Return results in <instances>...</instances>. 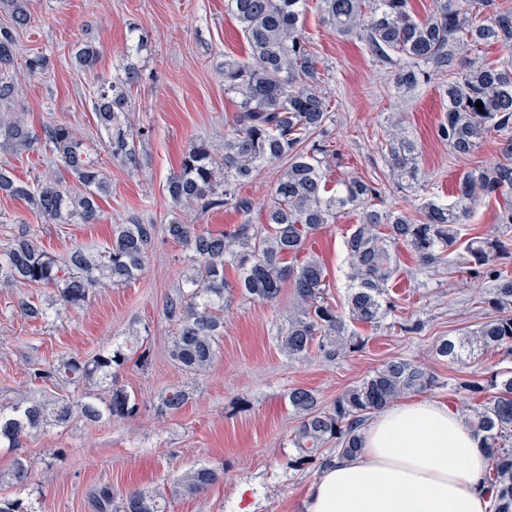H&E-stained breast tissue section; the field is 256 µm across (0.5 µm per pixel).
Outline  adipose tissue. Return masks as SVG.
<instances>
[{
  "label": "adipose tissue",
  "instance_id": "1",
  "mask_svg": "<svg viewBox=\"0 0 512 512\" xmlns=\"http://www.w3.org/2000/svg\"><path fill=\"white\" fill-rule=\"evenodd\" d=\"M487 450L448 407L431 401L381 411L353 458L324 468L305 512H489Z\"/></svg>",
  "mask_w": 512,
  "mask_h": 512
}]
</instances>
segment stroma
<instances>
[{
	"label": "stroma",
	"mask_w": 512,
	"mask_h": 512,
	"mask_svg": "<svg viewBox=\"0 0 512 512\" xmlns=\"http://www.w3.org/2000/svg\"><path fill=\"white\" fill-rule=\"evenodd\" d=\"M29 9L30 24L16 33L19 55L42 54L49 66L33 77L25 65H17L13 80L20 93L6 109L20 113L33 127L61 122L87 137L110 182V194L93 224H51L27 202L0 197V241L17 234L23 222L37 244L60 259L77 247L106 249L113 225L134 219L157 225L159 233L136 280L104 282L81 308L49 321L24 318L18 302L54 303L53 289H0L1 409L11 410L34 396L72 392V385L60 380L34 378L61 354L87 355L133 336L151 349L146 366L130 364L118 373L120 384L141 404L137 417L80 418L29 438L20 449L0 447V498L13 497L15 488L4 475L21 457L29 466L38 512H87L86 495L101 484L120 493L163 492L170 512H304L308 491L323 467L317 461L300 470L288 465L296 454L290 442L296 426L288 404L290 389L313 390L327 405L386 362L403 358L424 364L436 378L435 387L412 393V400L434 401L459 412L468 402L466 381L512 372V355L500 351L478 349L455 363L437 356L442 339L484 321L487 312L479 300L488 295L489 284L470 278L452 261L420 268L412 251L402 246L396 251L399 275L387 286L393 312L379 327L362 329V349L334 357L316 347L305 358L288 357L278 329L293 308L290 288H283L272 305L247 299L236 288V268L227 267L230 288L224 294L218 356L205 374H185L168 353L176 328L165 318L163 305L185 286L192 266L188 249L169 226L179 222L218 233L245 222L263 224L281 169L277 162L265 165L240 189V197L252 204L246 213L231 205L206 213L180 209L165 192L168 177L194 140L204 138L223 149L224 130L236 106L224 91L221 66L228 56L248 60L247 42L224 0H29ZM301 29L316 52L331 100L338 157L330 162L329 184L347 176L381 181L385 205L413 214L429 198L452 202L460 176L470 167L499 161L494 141L482 142L471 157L457 158L439 140L445 107L440 79L402 92L359 38L340 36L323 23L319 0H305ZM81 41L99 51L93 68L73 62L72 47ZM140 41L144 50L134 52ZM129 62L142 71L129 112L141 133L135 168L111 160L100 142L90 100L102 81L112 80ZM394 112L404 117L407 134L420 148L421 176L411 192L392 181L381 152L387 118ZM358 220V210L347 208L307 243L327 267L328 295L337 304L348 288L344 238ZM406 317L424 322V331L400 332L397 323ZM176 386L188 389L187 404L158 417L160 396ZM200 466L224 475L198 494L179 493L174 477Z\"/></svg>",
	"instance_id": "1"
}]
</instances>
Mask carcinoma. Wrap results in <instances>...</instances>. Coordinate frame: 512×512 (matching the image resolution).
<instances>
[{
  "mask_svg": "<svg viewBox=\"0 0 512 512\" xmlns=\"http://www.w3.org/2000/svg\"><path fill=\"white\" fill-rule=\"evenodd\" d=\"M432 3L431 11L417 18L411 0H319L325 22L343 36H359L377 62L393 69L398 88L410 91L433 76L443 78L448 105L437 135L455 155L466 157L492 137L502 145V160L464 173L454 203L428 200L411 215L377 204L383 185L375 180L349 177L327 188L324 169L333 155L330 100L321 86L317 56L299 26L303 0H225L250 50L247 63L224 60V91L235 96L236 115L224 129V154H215L209 141L197 140L167 181V195L178 207L203 211L232 205L246 213L251 203L238 195L239 189L266 163L284 161L286 166L274 186L266 229L239 224L211 233L193 224L170 225V232L187 245L197 270L189 291L164 305L166 318L176 325L171 356L185 373L206 372L216 357L224 332L228 265L238 270L239 291L258 301L276 302L283 285L290 284L293 317L279 331L289 356L302 358L315 343L346 353L362 344L351 326L376 327L391 311L385 285L396 273L392 251L399 245L409 247L422 267L438 265L461 242V224L474 206L486 200L497 204L499 223L512 227V6L504 0ZM3 5L9 8L11 25L0 27V102L8 103L16 93L11 78L17 63L16 31L29 25L31 14L28 0H3ZM482 46L499 48L507 59L493 63L472 56ZM97 58L89 44L74 53L81 68L92 67ZM141 79V70L128 63L122 76L100 85L92 97L97 124L107 135V152L132 167L137 156L125 114ZM478 101L483 107L475 106ZM391 127L382 149L386 165L399 188L412 189L420 176L418 146L406 135L401 119ZM0 149L48 154L80 184L73 192L59 176L24 182L0 162L1 195L26 201L51 221L67 223L78 217L89 224L99 219L109 183L73 127L49 123L35 132L23 117L6 113L0 116ZM348 206L360 207L361 215L345 240L349 286L339 308L327 299L325 264L314 254H304V246L312 235L336 223ZM156 235L154 224H114L112 245L105 252L76 249L58 261L23 230L0 246V288L16 283L51 286L64 309H76L105 277L114 284L136 280ZM464 252L467 269L492 283L485 303L494 315L476 330L442 341L437 355L455 362L476 345L512 352V252L495 236L468 239ZM19 309L27 319L49 317L34 301H21ZM128 360L124 346L110 345L89 360L71 356L39 372L41 378L61 377L74 386L104 383L107 396L99 402L83 395L31 399L8 414L0 410V445L20 448L32 434L66 426L75 418H135L140 410L136 396L117 379ZM433 383L434 376L423 365L395 359L327 406L311 389H292L288 403L299 420L292 438L297 452L293 465L315 459L326 466L355 455L369 415ZM465 387L477 399L491 392L487 400L468 405L469 421L491 461L485 487L493 512H512V376L497 375L485 384L470 381ZM187 400L185 390L174 388L159 400L157 414H171ZM332 442L336 455H323ZM28 472L26 461L16 459L7 479L19 494L0 498V512H34L22 496ZM218 478L216 469L202 466L181 476L179 485L184 494L194 495ZM88 507L91 512H168V501L160 492L120 494L104 485L89 493Z\"/></svg>",
  "mask_w": 512,
  "mask_h": 512,
  "instance_id": "obj_1",
  "label": "carcinoma"
}]
</instances>
